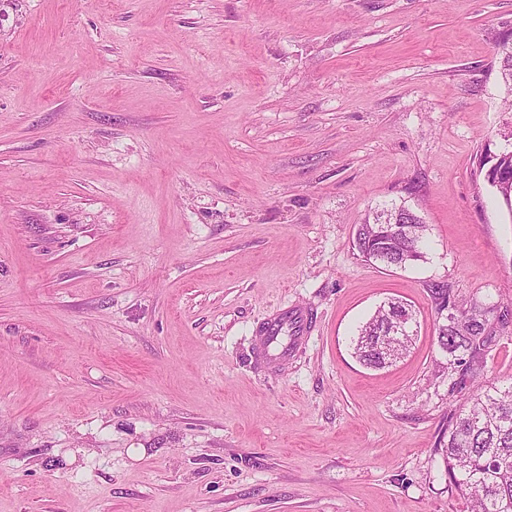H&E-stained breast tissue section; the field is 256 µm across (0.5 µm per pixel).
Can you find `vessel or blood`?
<instances>
[{
	"instance_id": "obj_1",
	"label": "vessel or blood",
	"mask_w": 512,
	"mask_h": 512,
	"mask_svg": "<svg viewBox=\"0 0 512 512\" xmlns=\"http://www.w3.org/2000/svg\"><path fill=\"white\" fill-rule=\"evenodd\" d=\"M313 316L302 307L284 308L266 321L259 330L255 359L269 365L292 356L308 336Z\"/></svg>"
}]
</instances>
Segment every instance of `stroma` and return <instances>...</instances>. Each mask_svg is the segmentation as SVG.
<instances>
[{
    "label": "stroma",
    "instance_id": "1",
    "mask_svg": "<svg viewBox=\"0 0 512 512\" xmlns=\"http://www.w3.org/2000/svg\"><path fill=\"white\" fill-rule=\"evenodd\" d=\"M512 0H0V512H465L432 285L512 300ZM422 261H365L386 204ZM409 353L352 354L380 303ZM303 305L300 353L251 360ZM496 55L499 59V75L504 87L503 101L512 106V32L503 36L497 43ZM398 208L406 209L411 212L412 217L408 218L410 224H408L409 234L411 235V241L415 244L417 261L424 258L422 251L423 239L426 232V225L420 220V218L411 211L408 207L396 204L384 205L381 209H377L370 220L368 216L363 224H358L355 231L354 243L358 251L367 260L378 261L383 263V256L386 253H395L405 247L406 242L404 240L396 241L393 244H388L389 239L387 238V244L384 241H378L381 238L380 230L382 233L390 237L391 235L398 233L403 229L402 224L405 223L404 217L398 213H393L388 217L384 218L387 212L396 210ZM384 218V219H382ZM382 219V220H381ZM382 223L381 229L380 224ZM359 243V245L357 244ZM366 252V257H365ZM396 302L403 303L401 301L390 300L381 304L374 314L360 327L358 335L356 339H354V354L359 362L366 367L380 369L392 365V363L398 358H401L412 345L415 334L409 336L411 325L408 316L404 313L398 315L394 314L391 321L387 324L386 330L383 331V336H385L386 332L387 334L389 333V336H409L406 343L403 344L400 341L392 339L387 341L385 346H379V348H377L376 343L372 341L374 336H378L376 330L385 320L391 308L392 313H395V308L399 309L400 312L405 309L403 305L394 306ZM368 341H372V344ZM386 347H388L389 350L397 348L396 353H387V351L384 350Z\"/></svg>",
    "mask_w": 512,
    "mask_h": 512
}]
</instances>
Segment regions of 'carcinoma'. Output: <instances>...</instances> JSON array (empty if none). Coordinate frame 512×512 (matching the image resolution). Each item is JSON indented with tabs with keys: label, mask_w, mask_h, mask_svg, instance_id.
<instances>
[{
	"label": "carcinoma",
	"mask_w": 512,
	"mask_h": 512,
	"mask_svg": "<svg viewBox=\"0 0 512 512\" xmlns=\"http://www.w3.org/2000/svg\"><path fill=\"white\" fill-rule=\"evenodd\" d=\"M496 55L505 93L503 101L512 106V32L497 43ZM396 209L395 204L385 205L356 228L354 242L358 251L366 254V259L381 263L385 254L405 247L403 240L393 244L381 240L379 221ZM408 221L415 257L420 261L424 258L426 225L415 214ZM393 307L405 309L394 300L381 304L354 339V354L366 367L389 366L412 345L411 337L404 343L389 340L384 347L372 343L376 330ZM473 309L464 329H437L439 351H447V358L462 354L470 362L455 365L448 376L451 408L446 417L445 435L435 443L433 451L442 457L448 483L466 500L468 512H512V380L489 384L483 381L481 367V363L494 358L492 347L498 345L492 324L508 323L512 310L506 308L500 312L496 305H475Z\"/></svg>",
	"instance_id": "carcinoma-1"
}]
</instances>
